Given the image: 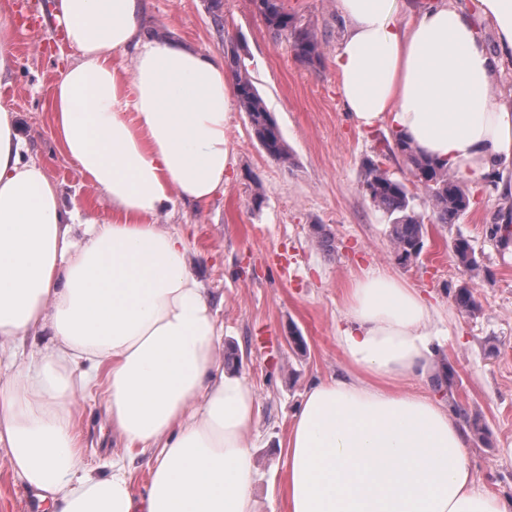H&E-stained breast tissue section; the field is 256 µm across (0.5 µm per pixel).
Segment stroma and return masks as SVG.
<instances>
[{"instance_id":"obj_1","label":"stroma","mask_w":512,"mask_h":512,"mask_svg":"<svg viewBox=\"0 0 512 512\" xmlns=\"http://www.w3.org/2000/svg\"><path fill=\"white\" fill-rule=\"evenodd\" d=\"M51 0H0L11 15L14 64L0 83V105L16 112L19 132L45 166L64 205L90 206L100 219L112 205L66 156L52 135L48 109L51 88L69 61L50 17ZM299 24L313 29L321 57L307 65L288 41L273 39L255 0H146V21L171 29L189 46L225 58L235 50L275 120L291 155L288 164L270 159L260 147L241 108H233L227 135L237 163L223 197L201 206L176 205L158 222L187 239L194 269L205 288L220 300L223 350H235L259 396L255 448V493L259 512H281L286 481L284 445L290 422L309 383L342 367L336 323L346 314V297L362 269L381 268L447 308L439 328L447 339L442 358L455 371L449 392L437 391L433 377L409 379L403 386L478 416L485 430L468 448L481 488L512 501V251L491 235L494 213L512 208V197L498 194L495 180L466 185L474 202L452 224L436 223L432 204L414 187L412 204L426 225L419 257L397 259L390 224L365 186V159L405 183L413 178L402 155L377 156L388 126L357 128L338 91L333 65L342 22L337 0H282ZM222 14L217 30L213 16ZM261 207H254L255 193ZM323 228L332 246L313 241ZM468 239L485 274L476 279L457 265L455 239ZM472 283L480 309L457 308L458 286ZM300 332L303 349L289 337ZM74 431L85 468L106 476L121 447L99 389L72 397ZM0 512H54L10 469L0 453Z\"/></svg>"}]
</instances>
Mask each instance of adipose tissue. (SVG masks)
<instances>
[{"label":"adipose tissue","mask_w":512,"mask_h":512,"mask_svg":"<svg viewBox=\"0 0 512 512\" xmlns=\"http://www.w3.org/2000/svg\"><path fill=\"white\" fill-rule=\"evenodd\" d=\"M338 10L339 94L358 128L388 125L473 183L512 161V89L493 80L512 61V0ZM51 15L75 51L52 89L53 132L112 217L63 209L0 106V449L56 512H256L257 391L224 366V322L186 239L156 222L223 193L232 82L210 53L147 32L145 0H52ZM346 316L344 368L312 381L288 432L286 512H512L477 486L464 426L400 386L430 370L441 307L372 267ZM31 336L44 345L17 363ZM100 379L125 450L107 476L83 467L70 408ZM138 453L151 457L140 494Z\"/></svg>","instance_id":"ef3b65f1"}]
</instances>
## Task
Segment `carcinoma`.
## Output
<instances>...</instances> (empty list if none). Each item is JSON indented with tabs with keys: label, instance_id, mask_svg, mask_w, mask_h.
<instances>
[{
	"label": "carcinoma",
	"instance_id": "1",
	"mask_svg": "<svg viewBox=\"0 0 512 512\" xmlns=\"http://www.w3.org/2000/svg\"><path fill=\"white\" fill-rule=\"evenodd\" d=\"M258 9L274 39L286 38L295 56L303 63L311 64L320 58L319 42L315 32L297 23L284 11L280 0H257ZM228 66L235 76L237 100L246 112L251 128L266 155L281 163L290 160L281 133L268 112L252 77L242 68L235 53L227 56ZM400 152L406 157L411 173L421 183L432 201L433 211L440 224H453L470 204L468 194L461 188L459 179L448 173V169L431 160L416 155L398 138L383 140L380 153ZM365 188L377 207L390 221V239L396 257L408 261L420 255L424 246L425 224L411 205L412 196L399 179L392 177L380 165L369 159L365 162ZM452 251L456 263L472 276L480 275L481 265L468 240L458 238ZM457 307L467 313L479 310L474 289L464 284L454 294Z\"/></svg>",
	"mask_w": 512,
	"mask_h": 512
}]
</instances>
